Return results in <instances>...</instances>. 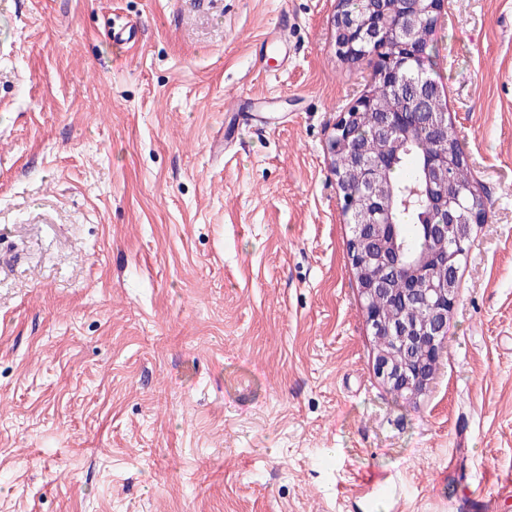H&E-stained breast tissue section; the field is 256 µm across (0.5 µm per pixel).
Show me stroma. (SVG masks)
Segmentation results:
<instances>
[{
    "label": "stroma",
    "mask_w": 512,
    "mask_h": 512,
    "mask_svg": "<svg viewBox=\"0 0 512 512\" xmlns=\"http://www.w3.org/2000/svg\"><path fill=\"white\" fill-rule=\"evenodd\" d=\"M335 11L0 0V512H512V0L431 39L487 216L414 401L348 256Z\"/></svg>",
    "instance_id": "obj_1"
}]
</instances>
